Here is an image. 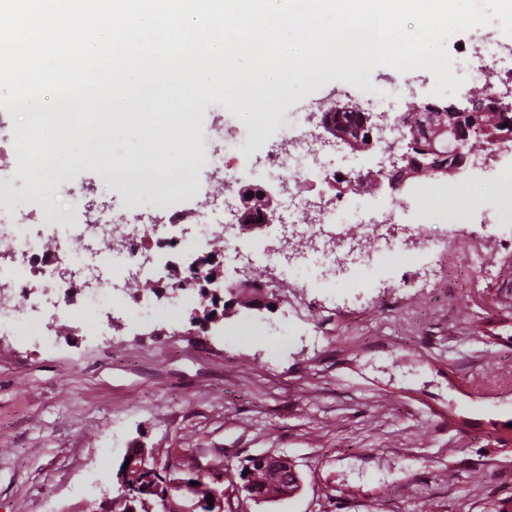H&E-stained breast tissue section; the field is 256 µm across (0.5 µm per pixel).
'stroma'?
I'll list each match as a JSON object with an SVG mask.
<instances>
[{
    "instance_id": "stroma-1",
    "label": "stroma",
    "mask_w": 512,
    "mask_h": 512,
    "mask_svg": "<svg viewBox=\"0 0 512 512\" xmlns=\"http://www.w3.org/2000/svg\"><path fill=\"white\" fill-rule=\"evenodd\" d=\"M426 70L374 68L365 81L326 74L290 85L268 111L335 97L359 104L373 87L406 85L426 99ZM194 128L244 129L254 115L196 102ZM54 153L45 170L55 202L88 188L99 210L123 206L94 165ZM454 256L430 255L372 288L307 287V267L259 266L272 307H237L225 325L264 322L287 349L225 342L187 324H131L105 312L111 343L65 315L49 344L0 337V512H84L112 482L136 441L224 462L227 512H512V224L475 213L452 226ZM491 260L479 281L469 256ZM303 287L312 318L286 298ZM119 441L107 464L101 448ZM292 457L302 491L257 505L241 500L238 471L250 455Z\"/></svg>"
}]
</instances>
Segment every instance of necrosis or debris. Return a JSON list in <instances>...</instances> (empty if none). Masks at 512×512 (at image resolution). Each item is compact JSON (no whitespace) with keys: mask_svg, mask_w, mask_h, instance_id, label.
Returning a JSON list of instances; mask_svg holds the SVG:
<instances>
[{"mask_svg":"<svg viewBox=\"0 0 512 512\" xmlns=\"http://www.w3.org/2000/svg\"><path fill=\"white\" fill-rule=\"evenodd\" d=\"M496 62L498 80L512 83V54L492 37H484L481 49L467 55L469 74L476 83H484L488 62ZM279 128L280 141L289 144L281 150L270 144L268 132ZM142 151L134 157L100 152L95 156L102 167L111 169V181L122 195L125 210L120 215H91L85 210L82 196L69 192L65 208L43 205L47 194L42 170L37 160H27L23 171L29 187L31 210H23L13 193L15 171L13 162L22 151L14 137L0 134V242L8 248L0 254V331L15 336H32L42 343L50 341V323L60 314L78 317L90 323L104 309L125 307L131 323H140L144 314L175 324L181 321L185 303L191 302L190 292H183L182 302L153 298L137 289L138 282L159 280V268L143 266L144 255L166 258L178 253L193 258L217 251L222 243L224 216L215 205L214 194L208 193L197 176L204 167L219 173L224 185H232L241 177L277 180L288 186L286 207L290 217L305 224L308 236L318 237L323 224H356L362 238L377 239L383 225L393 223L396 210L391 201L368 194L353 196L310 197L300 194L301 184L316 180L324 186L336 181L334 161L319 158V147L311 141L306 116L294 112L286 120L276 113L265 112L249 128L225 135L223 126L210 128L200 138L195 163L181 167L178 173L147 182L145 169L154 165L150 152L153 142L149 124H142ZM251 153L263 154L264 168L243 164ZM467 182L451 185L424 184L415 192L417 223L465 224L479 209L496 212L499 223L512 224V160L499 171L488 193L471 197ZM151 198L162 221L158 224L141 222V201ZM195 204L194 217L201 230L184 237L179 229L181 202ZM49 224L54 228L51 238L34 234L32 223ZM53 241V253H46L44 244ZM368 257L377 272L397 265L416 264L418 253L407 247L387 252L361 250L341 252L323 248L308 253L306 261L315 287H365L363 276L354 272L360 257ZM83 283L72 290V277ZM52 282L55 298L41 292V282Z\"/></svg>","mask_w":512,"mask_h":512,"instance_id":"4bbe7bcc","label":"necrosis or debris"}]
</instances>
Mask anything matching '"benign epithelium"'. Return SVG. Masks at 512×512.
I'll use <instances>...</instances> for the list:
<instances>
[{
  "label": "benign epithelium",
  "mask_w": 512,
  "mask_h": 512,
  "mask_svg": "<svg viewBox=\"0 0 512 512\" xmlns=\"http://www.w3.org/2000/svg\"><path fill=\"white\" fill-rule=\"evenodd\" d=\"M512 87L497 88L487 83L482 93H473L461 106L450 101L427 100L410 117L402 112H370L350 102L335 101L311 113L314 119L313 135L322 146L345 147L353 153L368 152L381 148L382 160L378 169H371L355 178L343 174L336 181L341 192H358L365 188L372 192L388 185L392 190L406 184L435 175H455L478 165L479 160L495 157L490 152L476 154L471 145V134L477 125L485 126L487 140L493 146L505 148L512 143ZM490 116L487 122L484 117ZM397 132L387 140L386 129ZM280 191L259 183L241 185L235 193L236 204L230 206L232 226L249 232L261 231L272 223L280 207ZM204 269V276L196 280L202 291L214 299H222L221 293L230 296L228 303L238 300L248 291L241 283L235 288L225 286L223 261L219 254L207 255L197 262ZM224 319V315L212 313L207 308L191 312L190 328L202 331ZM129 465H124V462ZM259 468L269 472L275 483V491L259 492L250 483L241 486L248 500L259 504L286 500L302 489V478L295 460L284 454L263 452L249 457L246 468ZM139 471L147 474L146 482L138 491L139 496H149V512H226L224 506V474L209 471L210 484L206 491L195 484L196 471L180 467L172 454H163L158 448L135 444L126 448L115 473L111 488L104 491L100 501L90 504L89 512H116V504L129 499L130 474ZM213 497L208 504L207 497Z\"/></svg>",
  "instance_id": "1"
}]
</instances>
